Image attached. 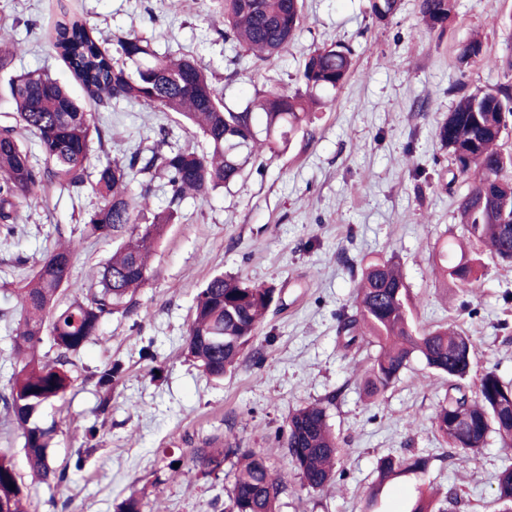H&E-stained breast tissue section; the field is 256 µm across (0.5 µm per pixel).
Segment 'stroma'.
<instances>
[{"mask_svg": "<svg viewBox=\"0 0 512 512\" xmlns=\"http://www.w3.org/2000/svg\"><path fill=\"white\" fill-rule=\"evenodd\" d=\"M63 6L91 24L104 47L138 33L158 54L192 55L230 104L303 89L304 58L325 43L350 47L355 65L331 106L311 113L286 150L264 155L230 188L183 203L155 248V275L135 308L106 318L99 336L73 354V386L36 415L54 429L49 455L65 479L28 485L34 512H119L132 496L143 512H228L236 455L208 473L190 453L223 442L230 431L240 448L287 473L279 512H408L409 493L419 488L456 495L453 512H492L512 448L492 435L476 457L454 456L430 421L448 381L421 359L380 401L368 399L362 384L377 348L366 340L345 346L338 325L354 310L361 261L393 256L417 326H457L477 344L472 376L493 369L512 380V265L475 242L470 250L481 267L470 287L433 274L442 256H460L457 203L467 190L436 128L461 96L512 83V0H455L441 30L422 20L418 0H402L385 23L369 16L367 0H304L301 31L288 50L242 66L233 63L238 46L217 34L224 17L209 0H0V42L19 46L0 70L1 123L12 120L9 83L24 71L47 72L85 99L51 45ZM474 36L496 66L458 67L457 48ZM100 123L94 168L137 145L152 146L163 126L179 145L205 146L179 116L138 104L115 103ZM99 203L88 185L48 187L22 203L14 234L0 227V288H9L0 291V393L14 368L15 288L31 262L71 238L77 248L69 294L86 297L114 248L78 231ZM19 255L29 265H17ZM217 272L279 292L238 366L221 380L181 353L194 296ZM115 361L124 373L105 404L93 374ZM314 402L326 404L340 445L336 481L324 491L301 486L282 446L288 415ZM389 454L423 455L429 465L387 484L369 507L377 463Z\"/></svg>", "mask_w": 512, "mask_h": 512, "instance_id": "35a3bbf8", "label": "stroma"}]
</instances>
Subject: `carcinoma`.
Listing matches in <instances>:
<instances>
[{
  "label": "carcinoma",
  "instance_id": "cac0c4a2",
  "mask_svg": "<svg viewBox=\"0 0 512 512\" xmlns=\"http://www.w3.org/2000/svg\"><path fill=\"white\" fill-rule=\"evenodd\" d=\"M224 15L218 35L244 48L257 60L274 57L288 48L300 31L303 0H216ZM400 0H368L369 14L381 23L392 18ZM454 10V0H419L422 19L443 27ZM52 46L89 100L107 108L120 100L137 101L159 112H173L199 131L207 149H162L166 130H160L159 147L145 154L132 152L124 160L108 161L95 174L94 192L103 204L84 218L91 235L120 244L99 270L95 291L83 300H66L76 251L74 241L57 245L35 265L17 294L20 317L11 336L20 369L0 395L6 413L22 431L23 449L32 480L60 481L64 472L50 459L53 429L35 421L43 403L62 397L71 387L70 355L98 335L100 323L136 304V294L153 277L150 257L167 227L176 222L189 197L205 198L241 179L259 155L287 146V136L302 128L313 106L330 100L315 92L334 90L347 80L353 53L331 44L305 59L302 78L305 93L273 92L241 105H228L205 70L190 56L157 55L149 40L138 34L117 41L115 52L102 49L94 28L72 16L56 23ZM456 62L490 65L493 59L478 38L462 43ZM15 123L0 125V225L14 232L20 218L18 206L46 185L79 190L89 177L87 162L93 141H102L99 118L75 98L65 84L50 75L27 72L10 82ZM512 116V84L461 97L438 124L436 137L448 148L457 172L471 179L457 206L460 223L469 237L489 248L501 262L512 263V152L500 140ZM36 137L41 160L33 159L22 132ZM141 177L145 189L135 194L130 183ZM164 180L168 192L165 209H153L151 182ZM480 259L460 255L441 267L442 275L465 288L474 279ZM276 301L272 285L253 284L217 273L194 298L192 319L184 339L185 357L208 376L221 379L239 361L253 341ZM354 314L340 320L339 332L350 345L368 337L378 346L365 379L370 397L386 392L419 357L434 372L448 379V396L432 417L435 431L453 452L477 455L494 432L503 447L512 448V381L489 370L475 386L468 379L475 344L452 327L418 328L412 319L411 296L401 265L394 257L367 261L357 284ZM49 337L56 357L39 352ZM122 364H107L96 385L112 389ZM287 448L301 484L313 491L335 482L339 446L327 421L326 406H302L286 421ZM227 450L208 446L194 449L191 459L215 470L224 464ZM422 456L380 459L371 497L405 472L424 471ZM286 477L273 472L266 458L254 451L241 453L234 473L230 512H278ZM494 502L499 512H512V467L500 472ZM0 512H32L27 487L16 472L9 452L0 450ZM410 512H446L417 491Z\"/></svg>",
  "mask_w": 512,
  "mask_h": 512
}]
</instances>
